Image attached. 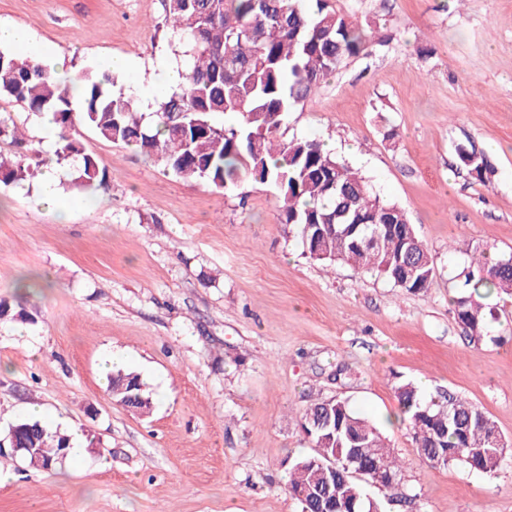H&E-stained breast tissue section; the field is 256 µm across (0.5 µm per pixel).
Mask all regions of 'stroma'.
Segmentation results:
<instances>
[{"label":"stroma","instance_id":"obj_1","mask_svg":"<svg viewBox=\"0 0 512 512\" xmlns=\"http://www.w3.org/2000/svg\"><path fill=\"white\" fill-rule=\"evenodd\" d=\"M368 35L284 139L319 137L400 204L434 259L424 293L304 257L278 222L277 192L223 193L79 125L105 178L88 188L60 160L59 221L35 179L0 182V439L27 404L78 427L80 457L50 472L0 455V512H300L285 489L309 453L299 420L319 398L375 420L404 463L411 506L392 512H512V458L489 478L414 452L395 415L410 381L452 392L512 443V299L481 338L454 316L453 277L471 254H512V0H330ZM73 69L115 55L140 98L176 66L161 0H0ZM486 156L481 183L457 146ZM27 321H20V314ZM25 337H17V328ZM117 353L154 397L150 414L113 402L99 367Z\"/></svg>","mask_w":512,"mask_h":512}]
</instances>
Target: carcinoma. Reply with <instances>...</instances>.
I'll return each instance as SVG.
<instances>
[{
  "instance_id": "carcinoma-1",
  "label": "carcinoma",
  "mask_w": 512,
  "mask_h": 512,
  "mask_svg": "<svg viewBox=\"0 0 512 512\" xmlns=\"http://www.w3.org/2000/svg\"><path fill=\"white\" fill-rule=\"evenodd\" d=\"M171 36L186 43L179 88L156 102V122L143 124L138 103L116 88L109 75L76 71L72 88L40 62L0 49V98L26 104L34 114L50 112L62 133L57 157L81 159L79 179L98 181L97 162L81 142L66 134L80 123L116 144L133 146L162 160L175 176L204 181L230 191L245 180L268 184L278 195V220L295 229L303 254L315 261L343 263L361 273H377L401 292L432 287L433 259L406 211L383 200L369 181L324 149L320 138H280L285 117L310 99L344 61L362 50L365 38L351 17L330 0H163ZM217 114L236 121L219 126ZM462 166L484 183L488 160L464 146ZM32 166L0 158V182L24 181ZM417 257L411 277L401 276V260ZM482 253L458 275L455 315L470 338H480L496 316L493 295L512 296V266ZM113 401L140 413L152 397L140 374L118 369L108 378ZM417 455L433 465L460 462L481 472L483 459H506L512 447L500 441L494 422L478 406L451 392L429 403L407 382L396 388ZM22 438L33 448L28 465L50 471L70 448L69 437L38 420L22 418ZM301 429L314 448L332 455L355 454L371 470L381 469L400 483L402 465L380 429L342 399H317L301 415ZM315 452L299 457L288 472V493L301 512H350L366 500L365 488L341 467L316 478Z\"/></svg>"
}]
</instances>
